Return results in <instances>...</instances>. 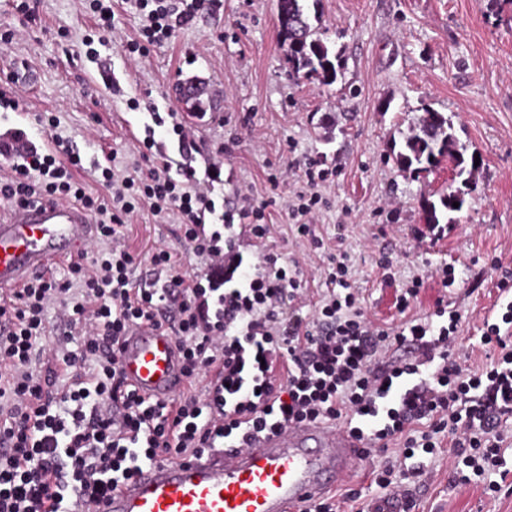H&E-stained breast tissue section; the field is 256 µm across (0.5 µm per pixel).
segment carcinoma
Listing matches in <instances>:
<instances>
[{"label":"carcinoma","instance_id":"carcinoma-1","mask_svg":"<svg viewBox=\"0 0 512 512\" xmlns=\"http://www.w3.org/2000/svg\"><path fill=\"white\" fill-rule=\"evenodd\" d=\"M306 0H280L279 27L281 35L288 43V59L293 72L307 80L322 85H331L338 80L340 55L326 45L318 36L311 23L305 6ZM451 121L435 110H425L418 121V132L404 138L394 153L398 166L413 169L418 173L435 170L447 158L458 178L471 174L475 167V157H465L467 148L458 144L452 133ZM459 206H453V203ZM465 204L464 194L442 192L438 201H430L425 209L428 224H456L458 213Z\"/></svg>","mask_w":512,"mask_h":512}]
</instances>
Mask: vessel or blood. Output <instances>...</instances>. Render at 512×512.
Listing matches in <instances>:
<instances>
[{
  "label": "vessel or blood",
  "mask_w": 512,
  "mask_h": 512,
  "mask_svg": "<svg viewBox=\"0 0 512 512\" xmlns=\"http://www.w3.org/2000/svg\"><path fill=\"white\" fill-rule=\"evenodd\" d=\"M179 102L213 101L216 89L199 78L183 80ZM97 234L80 206L55 201L15 204L0 219V295L35 275L49 276ZM126 383L139 395L168 402L184 385L183 360L167 327L135 325L120 342ZM365 443L346 429L292 422L252 446L214 448L143 466L108 494L99 512H296L358 471ZM407 491L374 500L369 512H411Z\"/></svg>",
  "instance_id": "vessel-or-blood-1"
}]
</instances>
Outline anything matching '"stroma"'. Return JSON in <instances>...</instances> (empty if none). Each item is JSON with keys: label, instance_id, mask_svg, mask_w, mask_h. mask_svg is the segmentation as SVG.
<instances>
[{"label": "stroma", "instance_id": "stroma-1", "mask_svg": "<svg viewBox=\"0 0 512 512\" xmlns=\"http://www.w3.org/2000/svg\"><path fill=\"white\" fill-rule=\"evenodd\" d=\"M223 3L220 12L198 15L169 44L132 61L120 43L141 18L124 0H117L115 30L94 60L82 43L92 24L85 0H34L37 18L24 28L12 0H0V29L19 30L12 43H0V85L21 65L37 73L18 110L0 109V137L21 131L36 145H49L38 117L56 115L58 134L76 145L81 175L96 192L99 166L122 171L139 163L136 134L151 122L149 106L173 110L196 130L197 149L179 151L170 127L157 129L156 145L172 167L201 179L222 161L220 191L228 208L250 187L273 199V232L264 248L238 237L245 263L261 250L285 260L311 253L302 267L309 290L304 317L327 289L329 255L311 252L289 229L285 212L301 179L287 164L315 159L332 173L325 191L330 206L318 214L315 233L345 254L368 316L396 326L447 301L462 316L460 354L483 364L482 321L499 296L491 263L512 266V5L498 12L491 0H311L320 37L342 62L338 81L323 86L290 72L278 0ZM193 76L220 88L221 124L210 125L174 99V85ZM133 99L139 109H130ZM428 108L448 116L459 142L480 158L459 223L434 232L424 208L435 193L459 189L460 179L448 163L418 176L390 157L393 137ZM277 172L282 178L273 190L267 178ZM178 235L175 218L145 210L124 224L120 241L138 256L134 282L149 280L145 254L152 246L180 251ZM446 266L455 270L447 288ZM416 277L421 292L399 311L396 297ZM423 462V475L410 480L414 512H512V449L509 473L493 498L482 483L455 484L447 455Z\"/></svg>", "mask_w": 512, "mask_h": 512}]
</instances>
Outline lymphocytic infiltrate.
I'll use <instances>...</instances> for the list:
<instances>
[{
	"label": "lymphocytic infiltrate",
	"instance_id": "lymphocytic-infiltrate-1",
	"mask_svg": "<svg viewBox=\"0 0 512 512\" xmlns=\"http://www.w3.org/2000/svg\"><path fill=\"white\" fill-rule=\"evenodd\" d=\"M129 2L142 16L137 35L121 45L130 58L221 7V0ZM54 143L45 152L29 140L0 141L10 167L0 202L81 204L97 220L100 247L90 260L69 263L70 280L38 277L0 298V512H93L143 465L244 445L292 421L337 422L362 439L399 443L402 459L419 449L435 454L438 434H447L459 483L476 476L485 492H500L493 476L505 464L500 423L512 415V304L484 322L481 342L491 356L478 371L453 355L458 311L440 302L426 316L379 325L341 258L312 318L284 314L285 302L304 293L298 269L271 253L244 268L230 237L240 223L252 240L267 239L269 200L249 191L236 209L218 210L213 182L174 177L168 161L153 159L149 136L131 170L102 167L109 195L95 196L74 174L79 156L63 137ZM305 167L288 220L317 249L313 223L329 205L328 174L310 159ZM140 207L176 216L182 253L208 259L209 272H184L179 255L157 245L148 254L154 282L134 284L136 257L117 238ZM74 279L78 299L70 295ZM52 307L66 329L50 344ZM134 323L169 326L177 338L188 380L171 402L123 383L117 345ZM36 361L45 376L33 375ZM63 367L74 375L61 388Z\"/></svg>",
	"mask_w": 512,
	"mask_h": 512
}]
</instances>
